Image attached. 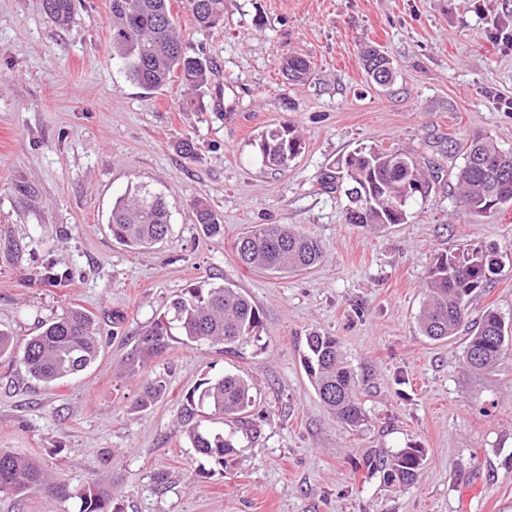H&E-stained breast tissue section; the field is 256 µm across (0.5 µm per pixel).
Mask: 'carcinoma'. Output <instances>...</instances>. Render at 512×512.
Here are the masks:
<instances>
[{"mask_svg":"<svg viewBox=\"0 0 512 512\" xmlns=\"http://www.w3.org/2000/svg\"><path fill=\"white\" fill-rule=\"evenodd\" d=\"M195 26L208 31L224 22V0H187ZM43 13L58 26L68 25L76 10V0H42ZM110 37L112 60L127 78L146 90H160L176 76L190 90L179 108L203 112L205 96L214 76L213 62L184 47L185 36L172 14L171 0H111ZM283 69L288 80L301 82L310 62L290 55ZM265 166L288 165L302 149L294 126L283 123L263 132L257 143ZM463 164L455 178L468 209L487 214L512 201V151L500 149L486 138L476 136L458 145ZM341 169L322 176L330 185L347 184L345 219L375 233L395 224H405L409 208L425 201L438 178V169L423 164L399 149L362 147L339 162ZM196 217L209 235L222 234L208 202L194 203ZM112 237L131 248H147L170 231V212L162 195L150 191L119 197L109 218ZM239 260L248 268L274 274L303 271L322 257L320 243L287 224H257L235 245ZM501 265L494 248L476 247L440 255L430 268L424 300L418 316L422 335L432 340L453 336L466 325L471 295L484 287ZM262 321L258 308L242 291L206 282L185 289L172 304V316L157 321L144 343L154 347L160 338L178 337L189 345L208 340L224 345L233 354L244 342L260 336ZM304 363L321 401L341 423L356 429L366 414L356 393L354 374L336 337L313 333L306 338ZM101 341L93 318L73 308L42 326L24 345L0 331V358L16 363L28 375L55 385L93 365L101 354ZM512 360V335L504 318L487 310L471 331L461 353L462 368L474 375L493 372ZM166 391V382L155 379L146 384L137 402L145 409ZM254 404L252 385L239 374L226 373L198 384L185 395L183 409L188 417L184 434L194 451L224 465L235 452L232 438L214 427L219 420L247 423ZM424 453L417 447L401 448L387 457H374L369 467L382 473L387 483L408 484L417 479ZM47 488L56 496L67 493L66 485L50 481L34 462L0 451V493L20 494ZM79 512H112V494L89 484L79 494Z\"/></svg>","mask_w":512,"mask_h":512,"instance_id":"obj_1","label":"carcinoma"}]
</instances>
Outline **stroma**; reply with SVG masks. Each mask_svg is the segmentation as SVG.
<instances>
[{"label": "stroma", "mask_w": 512, "mask_h": 512, "mask_svg": "<svg viewBox=\"0 0 512 512\" xmlns=\"http://www.w3.org/2000/svg\"><path fill=\"white\" fill-rule=\"evenodd\" d=\"M188 52L218 69L208 111L186 112L180 81L131 83L112 60L109 0H81L74 22L41 0H0V329L23 343L70 308L103 336L90 370L49 388L0 365V449L67 484L69 497L0 494V512H78L95 483L113 512H512V364L492 378L463 372L469 336H422L423 284L439 254L495 246L502 265L471 299L512 323V202L469 213L449 140L490 136L512 149V0H225L224 24L198 31L172 0ZM394 68L385 88L361 55ZM305 56V81L281 61ZM288 122L302 138L286 168L263 165L257 142ZM197 146L186 157L180 143ZM394 146L436 164L439 178L408 223L373 233L346 223L343 192L322 173L364 146ZM161 193L171 232L133 250L108 229L115 199ZM207 198L224 226L207 235L193 208ZM256 224H288L324 245L313 269H250L234 244ZM64 276L49 284L46 270ZM205 281L240 289L258 307V340L229 355L202 341L143 332L173 299ZM124 320L113 324V313ZM337 338L368 420L352 430L323 406L304 364L306 338ZM247 377L251 429L224 424L227 465L184 438L185 394L205 379ZM165 394L148 409L147 381ZM423 448L415 482L390 485L368 456Z\"/></svg>", "instance_id": "1"}]
</instances>
